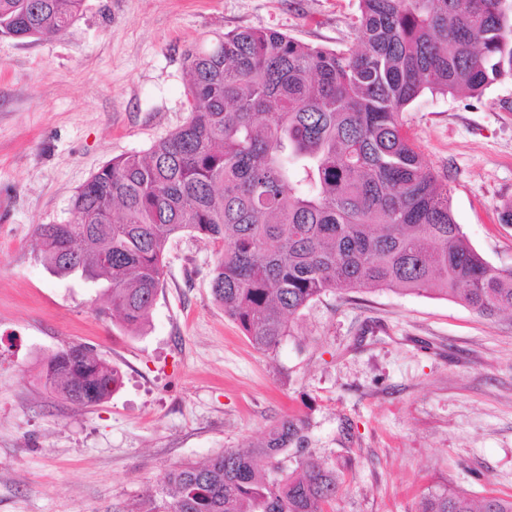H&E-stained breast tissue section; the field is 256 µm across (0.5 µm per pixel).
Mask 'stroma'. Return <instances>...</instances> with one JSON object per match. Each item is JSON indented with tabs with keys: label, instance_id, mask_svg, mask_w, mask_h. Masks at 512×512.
<instances>
[{
	"label": "stroma",
	"instance_id": "1",
	"mask_svg": "<svg viewBox=\"0 0 512 512\" xmlns=\"http://www.w3.org/2000/svg\"><path fill=\"white\" fill-rule=\"evenodd\" d=\"M358 0H85L48 40L0 34V512H142L163 475L312 424L342 490L325 512H418L428 487L512 496V317L428 294L323 296L272 352L211 296L223 247L170 240L148 325L103 316L98 288L55 275L34 243L77 190L188 116L184 53L241 28L357 49ZM403 128L446 177L455 220L512 266V80L480 97L424 94ZM89 347L121 375L82 407L46 389L45 356Z\"/></svg>",
	"mask_w": 512,
	"mask_h": 512
}]
</instances>
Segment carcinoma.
Masks as SVG:
<instances>
[{"instance_id":"1","label":"carcinoma","mask_w":512,"mask_h":512,"mask_svg":"<svg viewBox=\"0 0 512 512\" xmlns=\"http://www.w3.org/2000/svg\"><path fill=\"white\" fill-rule=\"evenodd\" d=\"M84 0H0V34H64ZM359 51L243 29L184 53L189 117L147 151L112 159L76 192L71 220L41 224L36 247L59 276L102 286L129 332L149 322L169 241L224 244L211 282L244 336L275 350L323 296L389 288L512 313V267L470 244L450 189L403 133L422 93L479 97L512 79V0H359ZM44 385L80 406L120 374L74 345L46 359ZM290 416L246 449L168 471L146 512H324L341 476L307 452ZM296 461L287 470L288 458ZM419 512H512L436 487Z\"/></svg>"}]
</instances>
